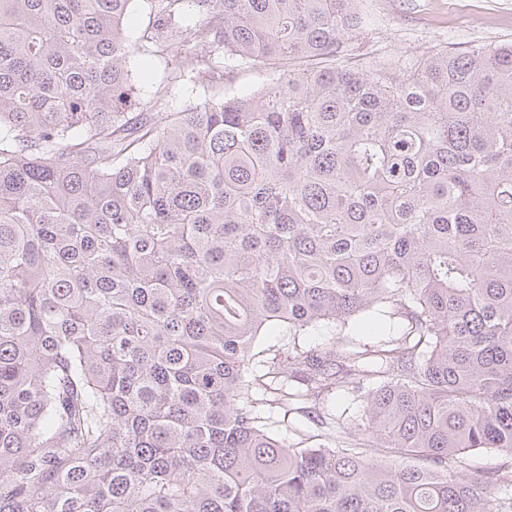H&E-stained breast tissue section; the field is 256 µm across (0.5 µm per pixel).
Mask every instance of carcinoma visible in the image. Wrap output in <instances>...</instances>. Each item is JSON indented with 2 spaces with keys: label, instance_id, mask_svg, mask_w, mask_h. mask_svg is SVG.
I'll return each mask as SVG.
<instances>
[{
  "label": "carcinoma",
  "instance_id": "cac0c4a2",
  "mask_svg": "<svg viewBox=\"0 0 512 512\" xmlns=\"http://www.w3.org/2000/svg\"><path fill=\"white\" fill-rule=\"evenodd\" d=\"M132 2L0 0V512H512L464 462L512 458V42L373 61L357 0H150L133 40ZM182 43L267 79L159 124L129 64ZM336 390L362 438L288 443ZM508 461H510L509 458L495 449H484L468 454L466 458L467 467L472 471H494Z\"/></svg>",
  "mask_w": 512,
  "mask_h": 512
}]
</instances>
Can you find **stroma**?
Segmentation results:
<instances>
[{"label": "stroma", "instance_id": "stroma-1", "mask_svg": "<svg viewBox=\"0 0 512 512\" xmlns=\"http://www.w3.org/2000/svg\"><path fill=\"white\" fill-rule=\"evenodd\" d=\"M376 24L352 44L354 52L378 60L401 55L424 58L441 50L463 52L473 46L512 40V0H362ZM172 58H149L133 65L142 101L151 103L154 121H164L201 101L216 88L244 95L265 80L259 70L235 73L222 86L195 78H174Z\"/></svg>", "mask_w": 512, "mask_h": 512}]
</instances>
